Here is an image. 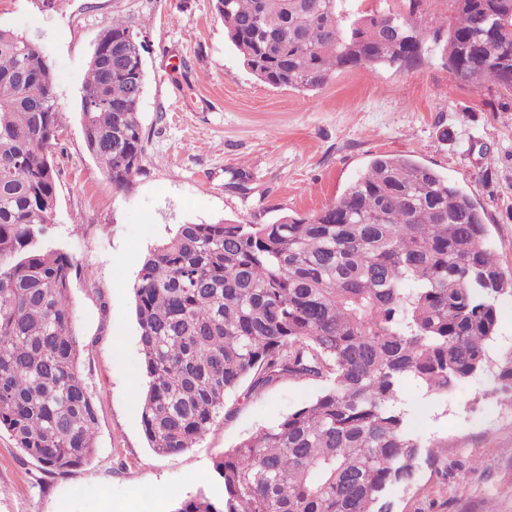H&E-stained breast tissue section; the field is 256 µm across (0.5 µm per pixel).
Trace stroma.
Masks as SVG:
<instances>
[{
    "instance_id": "35a3bbf8",
    "label": "stroma",
    "mask_w": 512,
    "mask_h": 512,
    "mask_svg": "<svg viewBox=\"0 0 512 512\" xmlns=\"http://www.w3.org/2000/svg\"><path fill=\"white\" fill-rule=\"evenodd\" d=\"M115 15L146 45L145 173L124 192L88 152L81 112L90 57ZM0 27L40 47L58 95L49 239L78 265V369L98 411L96 452L67 474L46 473L0 431V512H170L219 453L317 395L285 378L237 393L233 416L193 448L163 456L149 447L133 286L148 251L179 225L309 216L374 157H411L471 196L512 275V94L450 85L439 51L411 67L343 71L306 92L258 81L212 0H0ZM492 379H470L420 412L419 429L443 451L416 487L395 492V512H512V404L490 394Z\"/></svg>"
}]
</instances>
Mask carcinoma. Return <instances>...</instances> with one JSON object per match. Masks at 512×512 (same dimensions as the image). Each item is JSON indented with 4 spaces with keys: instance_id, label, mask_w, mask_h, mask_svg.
<instances>
[{
    "instance_id": "1",
    "label": "carcinoma",
    "mask_w": 512,
    "mask_h": 512,
    "mask_svg": "<svg viewBox=\"0 0 512 512\" xmlns=\"http://www.w3.org/2000/svg\"><path fill=\"white\" fill-rule=\"evenodd\" d=\"M243 64L262 83L316 91L336 73L413 66L425 33L448 79L512 93V4L453 0L451 21L363 13L353 0H212ZM82 96L86 147L112 188L145 172L144 45L124 17L103 27ZM58 101L41 49L0 29V429L48 473L95 453L97 411L78 370L70 282L77 265L47 237L56 206ZM483 214L436 169L379 155L337 201L270 224H182L144 258L134 284L152 450L201 439L243 384L283 378L318 395L218 454L203 488L172 512H393L438 443L415 424L421 399L446 397L496 368L512 403V354L490 356L499 297Z\"/></svg>"
}]
</instances>
